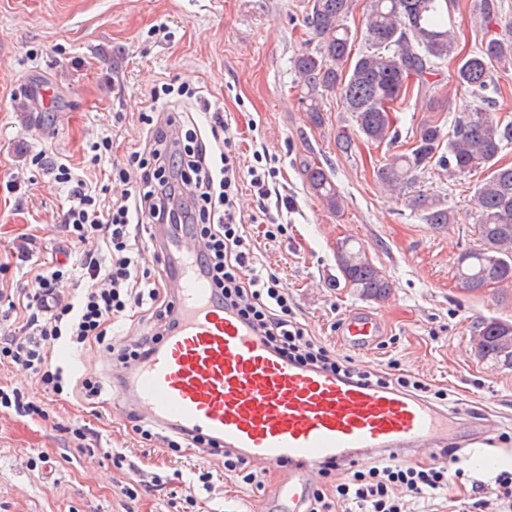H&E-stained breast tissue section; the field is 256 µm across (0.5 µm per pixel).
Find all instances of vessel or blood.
<instances>
[{"mask_svg":"<svg viewBox=\"0 0 512 512\" xmlns=\"http://www.w3.org/2000/svg\"><path fill=\"white\" fill-rule=\"evenodd\" d=\"M167 255L165 286L177 325L153 354L131 363L112 413H137L163 429L198 434L284 478L258 512H304L325 466L348 470L384 453H436L448 443V415L416 397L297 366L225 308L199 262L192 235L153 228ZM382 333L373 314L349 312L342 343L372 348Z\"/></svg>","mask_w":512,"mask_h":512,"instance_id":"b4317fda","label":"vessel or blood"}]
</instances>
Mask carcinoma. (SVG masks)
Segmentation results:
<instances>
[{"instance_id":"1","label":"carcinoma","mask_w":512,"mask_h":512,"mask_svg":"<svg viewBox=\"0 0 512 512\" xmlns=\"http://www.w3.org/2000/svg\"><path fill=\"white\" fill-rule=\"evenodd\" d=\"M351 7L352 0H311L306 20L320 44L294 60L310 121L324 123L322 102L337 91L366 141L391 144L396 138L391 119L395 106L414 95L430 107L426 76L454 57V79L474 97L472 104L455 114L446 133L438 125H423L410 150L391 155L376 177L386 190L403 196L416 173L432 163L450 177L483 166L486 176L476 190L474 213L480 244L458 255L457 286L468 293L494 284L512 286V166L500 163V154L512 142V126L494 118L493 101L486 95L494 89V72L512 66V37H491L468 52L458 50L448 0H368L366 48L354 56L352 33L344 24ZM335 141L341 153L355 145L352 133L342 126L336 128ZM306 178L331 212H341L343 199L323 166H307ZM407 206L435 228L456 223L455 212L439 195L418 193L407 199ZM336 260L361 297H388L391 283L361 243H337ZM474 340L482 360L512 368L511 322L484 319L475 328Z\"/></svg>"}]
</instances>
